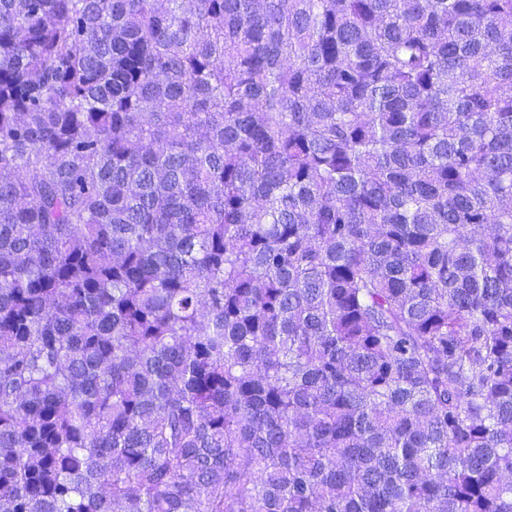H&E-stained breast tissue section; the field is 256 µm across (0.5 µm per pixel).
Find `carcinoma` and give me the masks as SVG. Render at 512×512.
Here are the masks:
<instances>
[{
    "label": "carcinoma",
    "instance_id": "obj_1",
    "mask_svg": "<svg viewBox=\"0 0 512 512\" xmlns=\"http://www.w3.org/2000/svg\"><path fill=\"white\" fill-rule=\"evenodd\" d=\"M0 512H512V0H0Z\"/></svg>",
    "mask_w": 512,
    "mask_h": 512
}]
</instances>
